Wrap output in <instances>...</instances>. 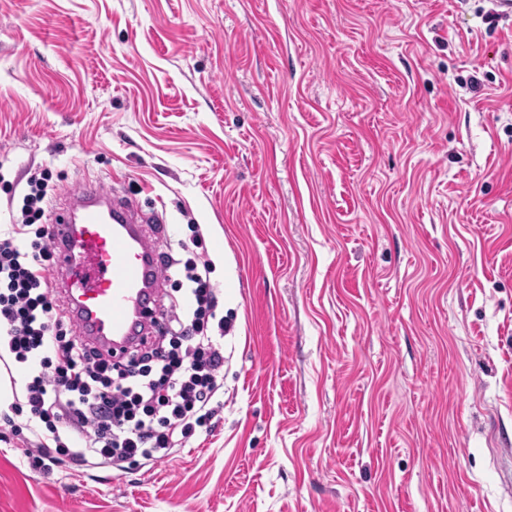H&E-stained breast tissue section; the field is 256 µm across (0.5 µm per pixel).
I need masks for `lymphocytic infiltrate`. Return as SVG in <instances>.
<instances>
[{"label": "lymphocytic infiltrate", "instance_id": "1", "mask_svg": "<svg viewBox=\"0 0 512 512\" xmlns=\"http://www.w3.org/2000/svg\"><path fill=\"white\" fill-rule=\"evenodd\" d=\"M49 181L48 170L32 173L20 220L0 228V344L29 370L22 400L10 405L32 434L22 455L43 474L65 464L120 471L136 459L162 461L210 431L224 408L226 327L212 264L179 261L181 311L165 318L149 348L118 359L100 352L75 336L46 277Z\"/></svg>", "mask_w": 512, "mask_h": 512}]
</instances>
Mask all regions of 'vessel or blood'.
<instances>
[{
    "mask_svg": "<svg viewBox=\"0 0 512 512\" xmlns=\"http://www.w3.org/2000/svg\"><path fill=\"white\" fill-rule=\"evenodd\" d=\"M49 233L54 286L77 335L106 352L142 341L162 276L134 209L88 184L73 193L70 210Z\"/></svg>",
    "mask_w": 512,
    "mask_h": 512,
    "instance_id": "1",
    "label": "vessel or blood"
}]
</instances>
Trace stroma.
Returning <instances> with one entry per match:
<instances>
[{
    "mask_svg": "<svg viewBox=\"0 0 512 512\" xmlns=\"http://www.w3.org/2000/svg\"><path fill=\"white\" fill-rule=\"evenodd\" d=\"M204 238L210 435L21 457L0 512H512V14L493 0H0V224L29 173Z\"/></svg>",
    "mask_w": 512,
    "mask_h": 512,
    "instance_id": "obj_1",
    "label": "stroma"
}]
</instances>
